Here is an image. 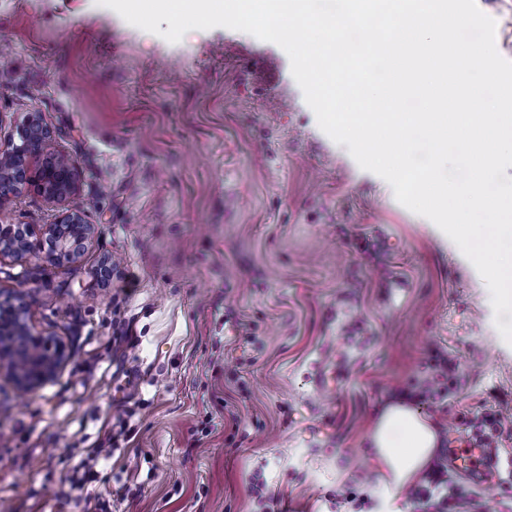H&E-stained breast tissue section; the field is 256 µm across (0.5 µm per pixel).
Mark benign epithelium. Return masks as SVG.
<instances>
[{"label": "benign epithelium", "mask_w": 512, "mask_h": 512, "mask_svg": "<svg viewBox=\"0 0 512 512\" xmlns=\"http://www.w3.org/2000/svg\"><path fill=\"white\" fill-rule=\"evenodd\" d=\"M46 139V129L37 120H30L26 126L25 141L12 151V154L22 156L21 161L13 167H0L1 198L16 189V183L22 181V172L32 166L36 168L41 188L49 197L63 198L72 192L76 163L62 165L61 161L67 155L60 151H45ZM92 230V225L84 223L77 211H65L54 223L44 225L47 238L57 245V254L69 259L75 257L76 247L90 236ZM14 231L10 225L0 228V257L9 255L26 259L38 252L39 245L31 240V233L16 239ZM0 335H22L30 339L27 348L9 349L15 377L23 392L39 389L67 362V348L61 341L51 334L33 330L29 323V305L20 292L0 289Z\"/></svg>", "instance_id": "obj_1"}]
</instances>
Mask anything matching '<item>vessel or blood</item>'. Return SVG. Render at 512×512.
Segmentation results:
<instances>
[{"mask_svg":"<svg viewBox=\"0 0 512 512\" xmlns=\"http://www.w3.org/2000/svg\"><path fill=\"white\" fill-rule=\"evenodd\" d=\"M447 458L452 470L481 485L494 483L501 466L499 450L489 439L475 434L451 433Z\"/></svg>","mask_w":512,"mask_h":512,"instance_id":"obj_1","label":"vessel or blood"}]
</instances>
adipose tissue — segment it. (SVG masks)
Listing matches in <instances>:
<instances>
[{
  "mask_svg": "<svg viewBox=\"0 0 512 512\" xmlns=\"http://www.w3.org/2000/svg\"><path fill=\"white\" fill-rule=\"evenodd\" d=\"M370 441L377 473L376 512H400L402 493L420 481L434 456L438 430L429 418L398 401L381 411Z\"/></svg>",
  "mask_w": 512,
  "mask_h": 512,
  "instance_id": "ef3b65f1",
  "label": "adipose tissue"
}]
</instances>
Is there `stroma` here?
<instances>
[{
  "label": "stroma",
  "mask_w": 512,
  "mask_h": 512,
  "mask_svg": "<svg viewBox=\"0 0 512 512\" xmlns=\"http://www.w3.org/2000/svg\"><path fill=\"white\" fill-rule=\"evenodd\" d=\"M1 65L0 152L36 116L77 164L62 200L28 182L0 199V224L42 243L0 258V289L70 354L26 396L0 360L8 512H82L63 480L112 435L88 490L127 487L116 512H371L368 435L397 401L436 423L434 462L449 432L490 434L497 482L451 471L448 489L456 512H512V344L496 327L512 315L320 129L281 47L225 27L171 43L95 0H0ZM71 208L94 232L54 265L42 229Z\"/></svg>",
  "instance_id": "stroma-1"
}]
</instances>
